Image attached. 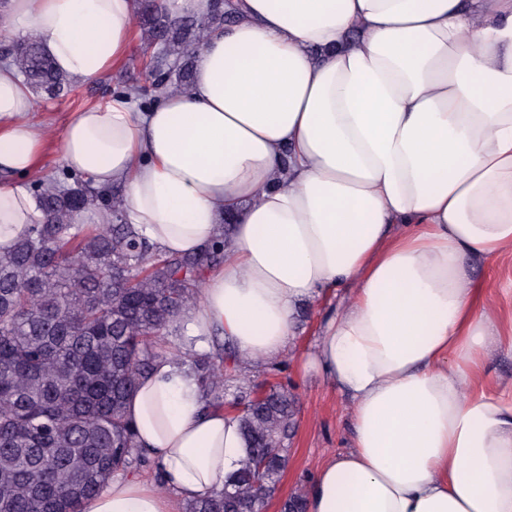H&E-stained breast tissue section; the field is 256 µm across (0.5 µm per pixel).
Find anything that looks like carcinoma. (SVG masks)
Returning a JSON list of instances; mask_svg holds the SVG:
<instances>
[{"instance_id": "cac0c4a2", "label": "carcinoma", "mask_w": 512, "mask_h": 512, "mask_svg": "<svg viewBox=\"0 0 512 512\" xmlns=\"http://www.w3.org/2000/svg\"><path fill=\"white\" fill-rule=\"evenodd\" d=\"M224 0L202 18L153 7L144 19L153 49L147 75L160 96L190 83L188 61L224 22ZM0 59L35 92L70 91L35 36L15 40L0 26ZM41 218L0 251V512H82L83 502L145 462L126 415L142 374L165 353L159 342L199 299V275L221 247L168 256L124 220L122 200L74 178L42 183ZM106 223H73L86 209ZM192 368L209 408L224 406L239 370L196 354ZM247 457L224 487L186 512H263L288 464L297 398L288 385L254 384L229 401Z\"/></svg>"}]
</instances>
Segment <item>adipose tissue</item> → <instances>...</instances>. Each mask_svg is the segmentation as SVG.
I'll return each instance as SVG.
<instances>
[{
	"mask_svg": "<svg viewBox=\"0 0 512 512\" xmlns=\"http://www.w3.org/2000/svg\"><path fill=\"white\" fill-rule=\"evenodd\" d=\"M183 92L148 111L123 94L77 112L59 158L126 190L124 218L160 251L224 245L187 339L127 404L163 487L113 479L83 512H178L223 487L246 446L200 401L185 362L223 335L282 355L302 302L350 288L312 355L348 399L351 440L306 512H512V279L479 304L474 258L512 255V0H232ZM136 0H9L82 82L132 40ZM31 89L0 66V251L38 219L20 183L45 150Z\"/></svg>",
	"mask_w": 512,
	"mask_h": 512,
	"instance_id": "obj_1",
	"label": "adipose tissue"
}]
</instances>
